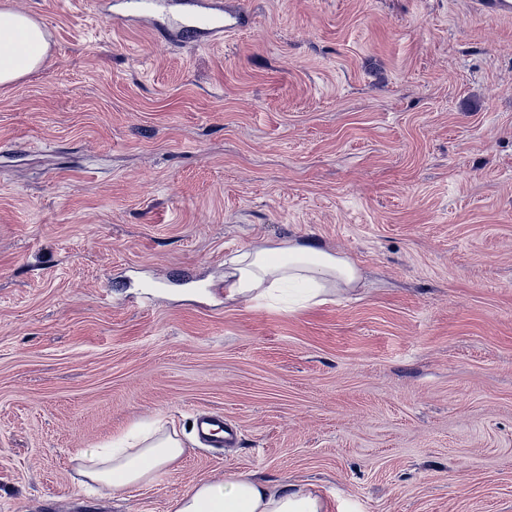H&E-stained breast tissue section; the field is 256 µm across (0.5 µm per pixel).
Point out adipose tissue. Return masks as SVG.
<instances>
[{
  "instance_id": "adipose-tissue-1",
  "label": "adipose tissue",
  "mask_w": 512,
  "mask_h": 512,
  "mask_svg": "<svg viewBox=\"0 0 512 512\" xmlns=\"http://www.w3.org/2000/svg\"><path fill=\"white\" fill-rule=\"evenodd\" d=\"M49 44L43 25L32 16L0 9V85L41 68ZM358 270L346 256L291 243L278 248H243L224 262V298L258 299L285 285L304 288L303 304L316 305L354 288ZM185 450L175 426L133 427L106 451L78 453L81 486L115 492L145 486L180 462ZM174 512H328L315 491L285 481H265L225 473L223 481L201 480L176 499Z\"/></svg>"
}]
</instances>
